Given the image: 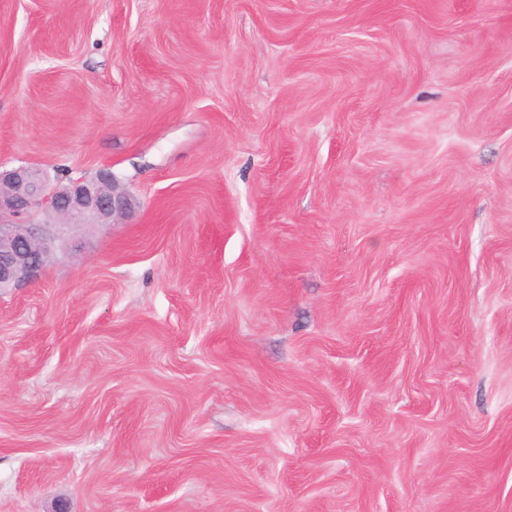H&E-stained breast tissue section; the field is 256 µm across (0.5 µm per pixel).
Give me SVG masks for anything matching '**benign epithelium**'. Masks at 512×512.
Listing matches in <instances>:
<instances>
[{
    "instance_id": "benign-epithelium-1",
    "label": "benign epithelium",
    "mask_w": 512,
    "mask_h": 512,
    "mask_svg": "<svg viewBox=\"0 0 512 512\" xmlns=\"http://www.w3.org/2000/svg\"><path fill=\"white\" fill-rule=\"evenodd\" d=\"M131 207L130 196L117 189L110 172L51 190L36 167L0 170V292L36 273L54 254L62 233L87 224H115ZM36 209L60 215L63 221H12Z\"/></svg>"
}]
</instances>
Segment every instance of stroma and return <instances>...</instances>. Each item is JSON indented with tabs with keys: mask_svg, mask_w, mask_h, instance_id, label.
<instances>
[{
	"mask_svg": "<svg viewBox=\"0 0 512 512\" xmlns=\"http://www.w3.org/2000/svg\"><path fill=\"white\" fill-rule=\"evenodd\" d=\"M19 166L0 512H512V0H0ZM132 207L129 195L119 191L112 172L95 180H71L50 190L45 174L36 167L0 170V292L36 273L54 254L61 234L85 224H118ZM45 209L63 217L60 224L14 222Z\"/></svg>",
	"mask_w": 512,
	"mask_h": 512,
	"instance_id": "stroma-1",
	"label": "stroma"
}]
</instances>
